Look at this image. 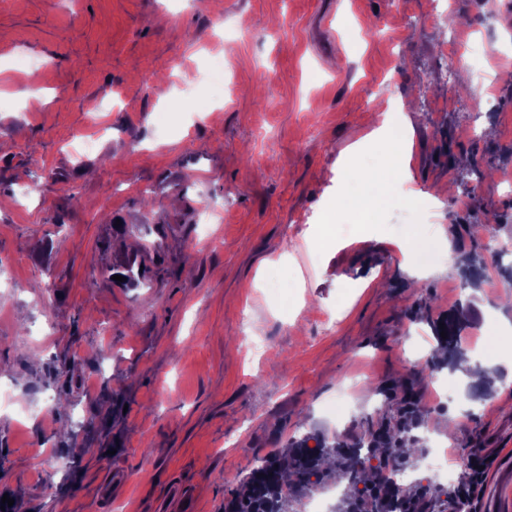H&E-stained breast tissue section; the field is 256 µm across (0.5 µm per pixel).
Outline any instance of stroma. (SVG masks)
Segmentation results:
<instances>
[{
	"label": "stroma",
	"mask_w": 512,
	"mask_h": 512,
	"mask_svg": "<svg viewBox=\"0 0 512 512\" xmlns=\"http://www.w3.org/2000/svg\"><path fill=\"white\" fill-rule=\"evenodd\" d=\"M333 13L334 39L318 25ZM460 42L446 38L449 19ZM512 8L488 0H0V496L11 512H224L270 450L311 426L344 447L384 425L435 342L472 308L469 353L512 324L485 263L411 279L387 236L442 254L512 239ZM47 59L29 77L24 56ZM493 77L466 93L473 69ZM43 91L29 97L30 88ZM111 90L112 105L102 94ZM414 113L403 211L368 171L386 100ZM96 140V151L78 147ZM141 259L138 287L107 268ZM281 280L266 279V260ZM387 286H367L374 272ZM261 356L228 348L241 319ZM428 401L425 437L494 458L485 501L512 512V388L494 409ZM461 416L455 435L444 424ZM485 263L482 256L467 254L459 260V271L465 288H477L481 283Z\"/></svg>",
	"instance_id": "obj_1"
}]
</instances>
